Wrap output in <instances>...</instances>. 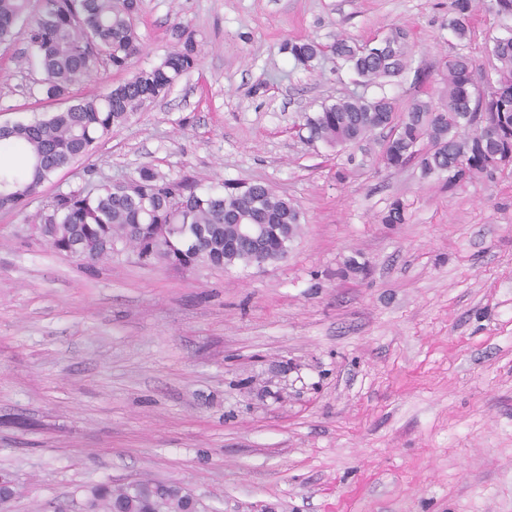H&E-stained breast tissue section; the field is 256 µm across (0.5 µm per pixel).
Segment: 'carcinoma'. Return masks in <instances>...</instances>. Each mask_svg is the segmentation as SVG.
<instances>
[{
	"mask_svg": "<svg viewBox=\"0 0 512 512\" xmlns=\"http://www.w3.org/2000/svg\"><path fill=\"white\" fill-rule=\"evenodd\" d=\"M0 0V46L13 42L17 24L25 27V62L41 79L26 88L30 96L62 100L67 106L45 118L0 125V153L23 158L17 167L0 166V210L23 207L55 173L125 125L145 104L166 94L193 69L200 54L193 32L171 29L176 48L158 65L139 69L105 95L73 99L71 87L99 70L131 69L143 49L137 29L142 0ZM479 0H453L448 31L454 51L445 56L439 87L406 101L385 94L339 98L304 116L303 141L338 152L364 150V158L336 171V178L368 166L369 158L387 169L416 164L424 178L450 187L512 169V25L501 24L487 40L494 63L480 70L465 52ZM485 10L512 19V0H487ZM413 45L400 26L360 43L339 35L331 46L336 62L365 86H383L409 72ZM283 51L305 68H315L323 45L292 40ZM46 243L89 267L132 252L143 264L175 269L207 266L229 270L269 264L288 254L301 234L303 212L287 195L263 182H226L223 189L199 190L160 172L141 168L124 181L94 192L58 194L38 213ZM407 205L395 199L381 215L384 224H403ZM87 512H196V504L172 484L131 482L118 490L102 484L90 491Z\"/></svg>",
	"mask_w": 512,
	"mask_h": 512,
	"instance_id": "obj_1",
	"label": "carcinoma"
}]
</instances>
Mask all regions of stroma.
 <instances>
[{
    "label": "stroma",
    "mask_w": 512,
    "mask_h": 512,
    "mask_svg": "<svg viewBox=\"0 0 512 512\" xmlns=\"http://www.w3.org/2000/svg\"><path fill=\"white\" fill-rule=\"evenodd\" d=\"M452 0H143L135 68L197 66L15 211L0 210V512H84L88 489L163 481L208 512H512V172L453 189L298 136L322 102L375 95L285 41L401 25L433 71ZM0 47V123L53 112ZM150 166L199 188L266 182L302 209L285 259L181 272L130 254L90 271L34 218ZM404 224L380 216L393 199ZM365 273L340 276L347 259ZM283 51L288 53L298 66L314 69L323 54V45L314 39L292 40L284 44Z\"/></svg>",
    "instance_id": "35a3bbf8"
}]
</instances>
